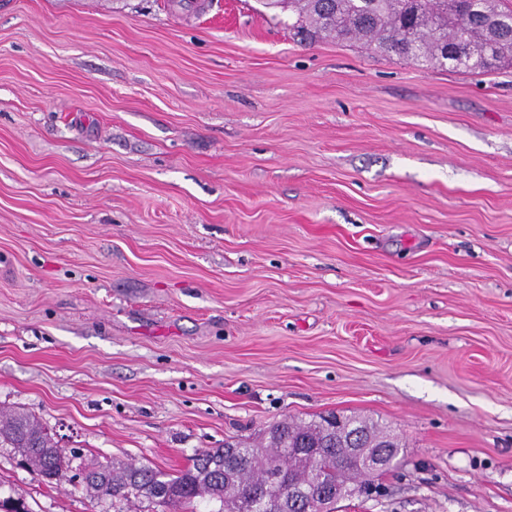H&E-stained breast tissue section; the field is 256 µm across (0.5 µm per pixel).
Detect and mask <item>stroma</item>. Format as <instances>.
<instances>
[{"instance_id":"1","label":"stroma","mask_w":512,"mask_h":512,"mask_svg":"<svg viewBox=\"0 0 512 512\" xmlns=\"http://www.w3.org/2000/svg\"><path fill=\"white\" fill-rule=\"evenodd\" d=\"M262 0H0V410L72 449L0 496L175 474L360 414L400 468L342 512H512V65L305 44Z\"/></svg>"}]
</instances>
